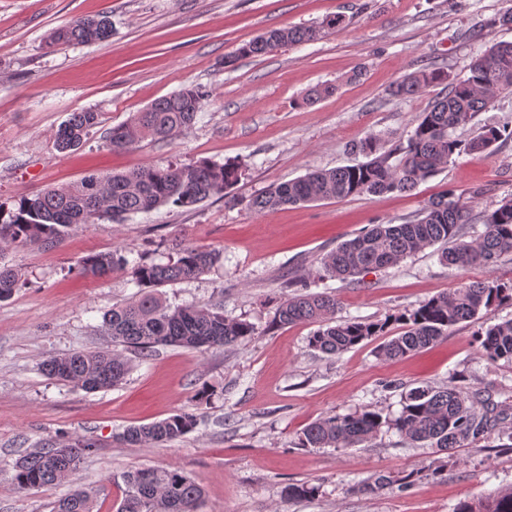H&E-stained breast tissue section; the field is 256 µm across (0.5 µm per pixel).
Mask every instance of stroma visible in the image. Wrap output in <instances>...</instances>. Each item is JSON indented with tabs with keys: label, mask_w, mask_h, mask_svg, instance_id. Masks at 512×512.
<instances>
[{
	"label": "stroma",
	"mask_w": 512,
	"mask_h": 512,
	"mask_svg": "<svg viewBox=\"0 0 512 512\" xmlns=\"http://www.w3.org/2000/svg\"><path fill=\"white\" fill-rule=\"evenodd\" d=\"M512 0H0V210L91 174L207 159L238 163L229 197L193 208L165 206L119 224L70 229L49 248H13L0 258L20 285L0 302V512H53L69 486L97 489L93 512H116L124 474L175 465L205 490L200 512H452L462 500L512 487V452L499 432L454 453L433 455L384 429L356 448H302L298 438L318 418L376 409L396 415L401 395L442 386L459 375L468 394L512 404V364H492L475 341L482 328L512 319V304L481 312L436 344L398 360L378 356L382 337L329 356L310 348L313 325L274 322L287 283L337 300L336 319L387 320L461 283L512 280V255L489 266L455 269L435 250L371 270L359 281L321 276L320 259L374 224H402L446 189L475 201L466 240L484 231L486 214L512 195V140L475 159L453 157L407 192L250 209L251 197L311 169L361 162L353 142L381 140L389 154L406 140L436 89L397 98L402 75L422 68L460 74L493 43L512 41L500 15ZM107 15L108 40L52 47L50 34L80 17ZM341 15L342 28L317 41L224 59L243 43L283 26H308ZM332 96L302 104L317 84ZM193 87L204 106L189 129L167 142L112 151L108 129L155 100ZM92 110L100 123L76 149L61 152L54 135L71 113ZM220 252L209 272L161 287L172 306L222 307L256 327L254 338L200 353L163 346L133 362L125 381L87 392L48 379L52 356L103 347V313L134 297L130 267L102 277L79 273L90 254L119 251L164 263L173 245ZM214 394L196 402L200 386ZM191 409L197 427L159 447L118 441L126 427ZM95 442L69 484L20 492L12 464L19 451L48 440ZM446 461L442 475L405 490L368 496L350 488L379 474L397 475ZM320 486L319 496L284 498L291 483Z\"/></svg>",
	"instance_id": "1"
}]
</instances>
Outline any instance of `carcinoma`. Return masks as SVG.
Instances as JSON below:
<instances>
[{
  "mask_svg": "<svg viewBox=\"0 0 512 512\" xmlns=\"http://www.w3.org/2000/svg\"><path fill=\"white\" fill-rule=\"evenodd\" d=\"M344 23L341 15L317 25L272 29L242 44L234 58L273 52L279 48L320 39ZM112 36L108 17L79 18L55 30L54 45L104 41ZM444 86L422 113L406 142L394 149L395 162L378 157L379 139L366 136L352 150L369 161L330 170H310L287 183L272 186L252 197L249 207L257 213L288 205L343 199L353 195L406 192L433 177L455 155L481 157L497 143L512 139L508 128L485 127L473 139L463 142L454 131L469 124L476 113L504 92H512V42H498L473 58L463 75L434 68L404 74L392 87L398 98L421 94L429 87ZM205 95L195 88H184L162 97L135 113L131 119L106 132V143L124 150L142 141L164 142L193 125ZM98 124V114L80 111L55 134V144L64 151L79 146L89 130ZM241 176L240 165L215 164L198 160L188 164L150 165L127 173L90 175L77 183L47 189L20 198L16 208L0 214V254L20 246H49L67 229L77 224L109 221L119 224L127 215L163 206L191 208L209 198L224 195ZM472 200L464 193L445 190L430 199L422 210L403 224H375L363 234L341 242L320 259L326 275L345 281L370 269L399 264L428 248L438 247L439 260L464 269L488 266L503 254H512V196L486 215L483 234L464 240L463 226L470 223ZM218 260L214 251L185 246L177 258L166 263L135 264L132 276L143 288L134 299L115 306L102 316L101 336L106 346L95 351L54 356L43 363L49 377L87 391L109 389L124 381L132 364L122 346L141 359H147L158 346H178L206 351L230 346L257 335L253 324L224 318L219 308L167 305L155 288L207 273ZM129 260L112 251L95 254L80 262L82 273L104 275ZM19 283L18 271L0 265V301L8 299ZM505 301L512 302V281L497 279L463 283L438 294L409 312L394 314L391 321L404 331L381 346L388 359L409 356L448 335L456 325L473 320ZM336 299L326 292L287 296L277 304L275 322L281 326L313 323L318 329L309 345L325 355L335 356L373 336H383L385 322H336ZM486 360L512 363V320L490 325L478 335ZM197 426V417L181 410L151 424L128 427L117 440L132 446L152 447L178 441ZM394 429L414 444L437 452L480 442L488 432L499 428L512 441V409L469 397L448 381L445 388L418 386L402 396V408L394 417L364 409L332 414L309 424L299 438L303 448H353L375 437L382 428ZM55 454L30 448L13 463L14 481L21 491L59 485L77 470L95 443L82 439L53 443ZM421 478L411 471L397 478L378 475L351 487L363 495H381L393 487L407 489ZM124 489L117 512H199L204 490L177 466L146 467L123 475ZM319 486L290 484L288 499L313 498ZM94 492L77 488L62 497L55 512H93ZM453 512H512V489L478 500H464Z\"/></svg>",
  "mask_w": 512,
  "mask_h": 512,
  "instance_id": "carcinoma-1",
  "label": "carcinoma"
}]
</instances>
